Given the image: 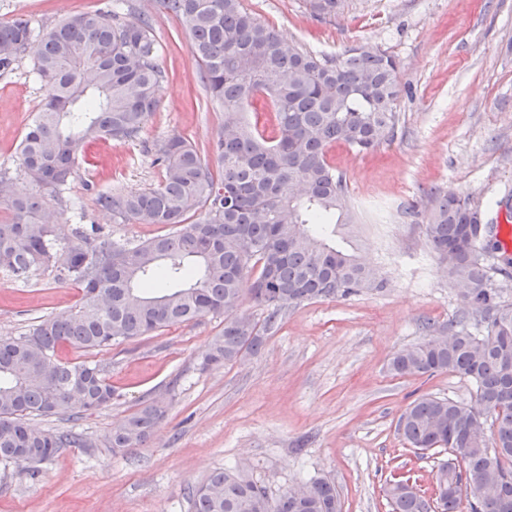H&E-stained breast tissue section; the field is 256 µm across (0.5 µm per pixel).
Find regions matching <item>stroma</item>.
<instances>
[{"label":"stroma","instance_id":"stroma-1","mask_svg":"<svg viewBox=\"0 0 512 512\" xmlns=\"http://www.w3.org/2000/svg\"><path fill=\"white\" fill-rule=\"evenodd\" d=\"M107 0H0V21L17 16L50 26ZM151 16L167 73L158 108L136 139L100 141L64 192L70 208L49 204L61 243L78 226L136 244L156 227L123 223L96 201L100 192H140L163 178L158 145L181 137L200 150L216 139L224 114L207 98L181 21L159 0H129ZM289 42L333 56L370 44L400 63L399 120L392 139L369 154L346 146L329 156L358 220L336 227L338 248L356 254L385 288L288 308L262 349L226 365L207 364L224 326L220 315L86 351L59 356L100 363L114 389L107 407L76 418L30 417L38 429L81 434L82 448L61 449L36 476L0 467V512H192L189 490L219 469L250 477L275 497L300 483H335L342 512H391L392 475L429 486L438 448L416 452L398 432L401 414L424 395L473 405L475 384L458 375L396 376L392 355L454 322L457 288L430 251L413 210L438 192L469 194L497 224L512 218V0H342L336 14L311 16L306 0H245ZM47 94L25 56L0 71V168L15 151ZM81 292L40 267L16 278L0 273V336L19 337L48 316L69 311ZM167 414L143 445L112 450L109 435L153 399Z\"/></svg>","mask_w":512,"mask_h":512}]
</instances>
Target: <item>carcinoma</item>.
I'll return each instance as SVG.
<instances>
[{"label": "carcinoma", "mask_w": 512, "mask_h": 512, "mask_svg": "<svg viewBox=\"0 0 512 512\" xmlns=\"http://www.w3.org/2000/svg\"><path fill=\"white\" fill-rule=\"evenodd\" d=\"M316 17L336 13L341 0H307ZM190 38L210 99L224 112L213 143L216 167L182 138L164 141L154 163L162 184L140 193L104 192L97 204L124 223L164 232L136 245L74 229L60 245L46 222L47 205L64 204L63 191L77 175L78 157L96 139L131 140L156 111V88L165 77L158 63L151 19L121 10L70 16L51 27L32 19L0 21V71L33 54L34 70L48 95L26 128L17 171L37 178L40 193L17 195L0 173V271L16 277L52 267L60 281L81 286L80 302L50 316L19 338H0V463L43 462L61 448H82V436L38 430L30 416L74 417L112 402L106 369L92 362L64 363L57 350L109 347L197 320L224 316L209 362L227 365L256 353L282 312L323 298L381 289L373 269L327 241L325 225L351 224L346 183L328 161L330 147L358 153L389 141L398 122L400 68L387 52L350 47L328 58L284 41L249 12L243 0H161ZM270 103L273 135L241 118ZM200 213L196 220L190 219ZM483 214L470 196L448 191L423 216L427 244L459 288L463 307L448 326V342L426 337L396 352L397 375L455 373L477 387L479 407L423 396L399 420L403 440L428 451L449 448L465 469L448 462L433 478V499L389 490L392 512H512V302L495 287L494 263L469 230ZM164 278L173 288L158 289ZM250 294L268 313L259 323L228 305ZM475 320L479 334L469 328ZM164 405L151 401L109 436L113 448L146 441ZM494 492L480 499L476 491ZM193 512H340L336 485L312 482L303 502L285 491L272 498L244 476L216 470L190 490Z\"/></svg>", "instance_id": "1"}]
</instances>
